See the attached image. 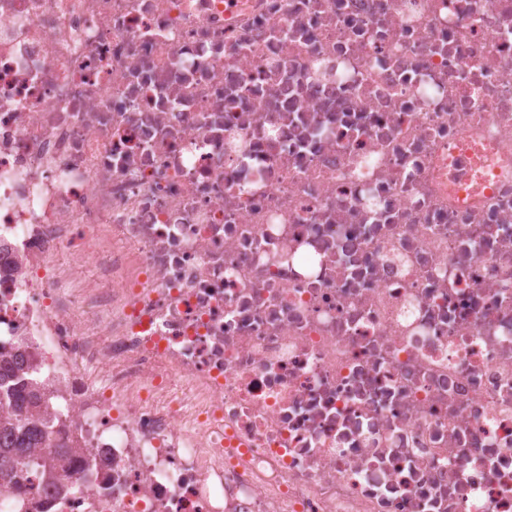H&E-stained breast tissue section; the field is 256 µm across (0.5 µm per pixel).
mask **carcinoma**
Returning <instances> with one entry per match:
<instances>
[{"mask_svg": "<svg viewBox=\"0 0 512 512\" xmlns=\"http://www.w3.org/2000/svg\"><path fill=\"white\" fill-rule=\"evenodd\" d=\"M0 385L6 387V395L12 402V417L4 423L10 441L0 447V482L17 486L24 474L40 468L33 449L48 444L49 431L37 424L40 405L33 402V389L37 388L34 379L17 366L0 374ZM69 453L70 449L61 445L54 450L46 449L51 486L57 492L66 488L65 460Z\"/></svg>", "mask_w": 512, "mask_h": 512, "instance_id": "1", "label": "carcinoma"}]
</instances>
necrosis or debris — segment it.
Instances as JSON below:
<instances>
[{"instance_id":"1","label":"necrosis or debris","mask_w":512,"mask_h":512,"mask_svg":"<svg viewBox=\"0 0 512 512\" xmlns=\"http://www.w3.org/2000/svg\"><path fill=\"white\" fill-rule=\"evenodd\" d=\"M17 353L0 512H512V0H0ZM23 371L21 366H17L0 374L1 385L7 388L6 395L12 402V417L4 423V431L11 439L3 448L0 446V482L17 486L25 473L37 472L49 460V485L59 493L66 488L64 481L68 474L65 460L70 448H63L62 445L52 446L55 450L45 448L46 455L42 463L33 454V448L49 447L43 445L50 441V432L37 424L41 406L33 403V389L38 387V383ZM21 414H24L23 418Z\"/></svg>"}]
</instances>
